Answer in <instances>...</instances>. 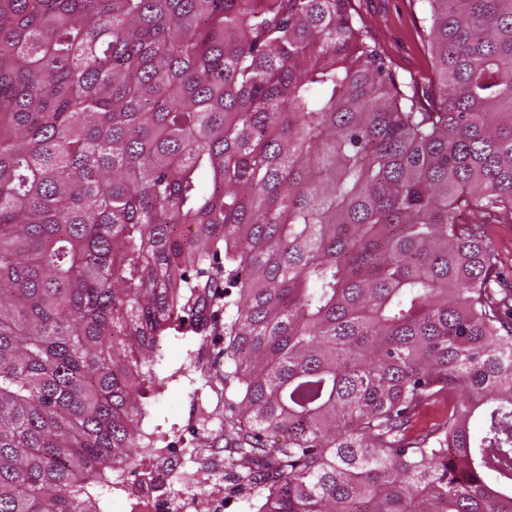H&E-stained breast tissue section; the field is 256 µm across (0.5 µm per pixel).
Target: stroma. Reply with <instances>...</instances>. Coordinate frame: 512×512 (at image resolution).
I'll return each mask as SVG.
<instances>
[{"instance_id":"35a3bbf8","label":"stroma","mask_w":512,"mask_h":512,"mask_svg":"<svg viewBox=\"0 0 512 512\" xmlns=\"http://www.w3.org/2000/svg\"><path fill=\"white\" fill-rule=\"evenodd\" d=\"M351 9L397 79L412 83L423 102L432 101L428 29L419 0H351ZM152 359L154 380L141 393V428L161 453L128 469L126 482L144 481L147 471L156 469L167 479L162 501L176 512H204L207 504L223 505L224 512H253L222 470L224 359L219 345L195 333L187 317L162 336Z\"/></svg>"}]
</instances>
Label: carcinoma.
<instances>
[{"label":"carcinoma","mask_w":512,"mask_h":512,"mask_svg":"<svg viewBox=\"0 0 512 512\" xmlns=\"http://www.w3.org/2000/svg\"><path fill=\"white\" fill-rule=\"evenodd\" d=\"M422 2L429 105L350 0H0V512H100L183 313L255 512H512V0ZM485 242L499 257V288L512 294V222L487 224Z\"/></svg>","instance_id":"cac0c4a2"}]
</instances>
